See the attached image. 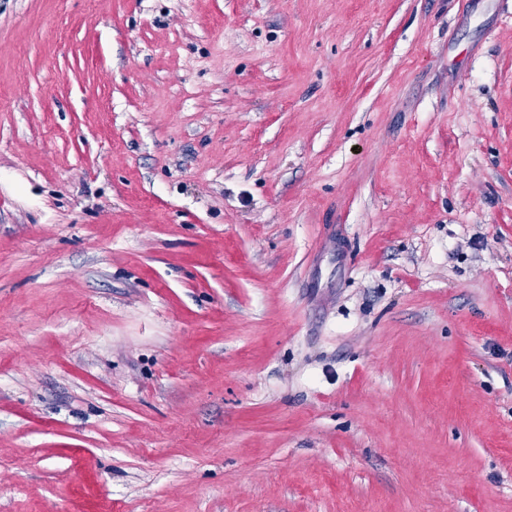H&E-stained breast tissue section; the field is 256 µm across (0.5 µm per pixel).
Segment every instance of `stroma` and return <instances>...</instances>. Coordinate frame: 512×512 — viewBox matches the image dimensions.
Masks as SVG:
<instances>
[{"label": "stroma", "instance_id": "stroma-1", "mask_svg": "<svg viewBox=\"0 0 512 512\" xmlns=\"http://www.w3.org/2000/svg\"><path fill=\"white\" fill-rule=\"evenodd\" d=\"M0 512H512V0H0Z\"/></svg>", "mask_w": 512, "mask_h": 512}]
</instances>
